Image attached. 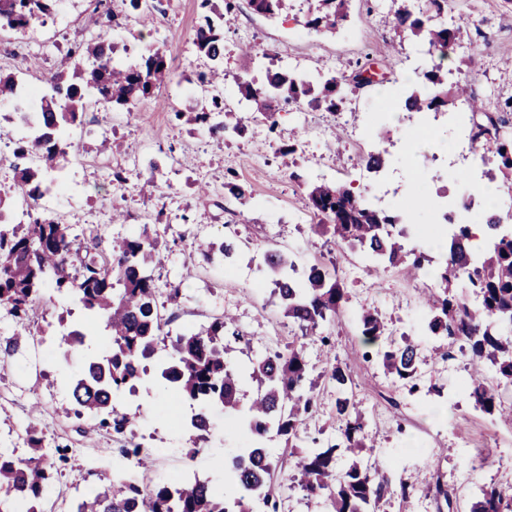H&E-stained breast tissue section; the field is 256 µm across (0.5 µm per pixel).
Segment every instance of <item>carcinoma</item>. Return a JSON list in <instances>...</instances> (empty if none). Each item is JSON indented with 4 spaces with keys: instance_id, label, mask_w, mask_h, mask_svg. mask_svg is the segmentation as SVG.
<instances>
[{
    "instance_id": "carcinoma-1",
    "label": "carcinoma",
    "mask_w": 512,
    "mask_h": 512,
    "mask_svg": "<svg viewBox=\"0 0 512 512\" xmlns=\"http://www.w3.org/2000/svg\"><path fill=\"white\" fill-rule=\"evenodd\" d=\"M195 32L194 44L206 59V71L200 81L218 88L224 84V27L233 20L234 7L225 3L224 12L210 7ZM288 0H249L254 11L268 17L278 16ZM308 9L305 24L327 32L336 30L347 15L348 0H316ZM51 0H0V31H25L50 15ZM448 12V0H426L415 10L401 6L393 25L394 38L424 42L428 53L445 58L454 49L465 18L450 26L440 21ZM114 47L105 37L82 42L67 54L46 79V92L36 120L37 130L16 142V156L37 158L35 164L17 168L12 190L0 193V212L13 208L16 194L30 200L29 222L0 224V309L26 328L30 311L42 300L49 287L59 295L70 296L87 311V318L104 326L109 344L89 358L73 375L70 393L73 414L100 418V424H112L123 433L133 418L120 414L112 404L114 396L141 379L140 362L150 360L158 351L162 386L182 399L198 404L201 410H220L224 419L246 430L251 444L230 463L232 491L225 494L210 481L185 480L174 485H141L122 474L112 476L110 486L79 498L74 512H278L281 500L279 480L283 479L310 499L324 503L328 512H375L376 505L393 491L388 469L380 464L354 460L345 467L336 466V449L331 444L306 448L296 453L291 471L281 477L266 446V435L274 431L292 450L307 416L314 412L313 383L302 347L290 346L275 351L242 367L227 357V337L239 338L233 317L224 314L202 330L187 329L165 344L164 315L159 313L158 291L152 265L158 257V234L147 230L112 239L107 255L80 249L70 225L42 213L38 208L41 191L48 188L62 171L60 159L73 148L68 130L92 101L112 108L131 109L171 83V65L167 53L153 49L137 59L118 62ZM367 72L361 68L353 76L343 72L282 73L267 70L266 85L238 83V91L248 102L255 117L273 120V103L283 101L337 110L350 78ZM423 86L405 98L409 112H440L467 97L468 118L473 140H482L486 148L480 155L487 175L512 188V98L497 102L493 109L478 103L462 82L448 85L446 74L436 66L423 74ZM18 78L0 74V99L16 101ZM215 111L224 112V120L210 131L219 136L243 131L241 120L223 111L221 98L211 97L195 120L206 121ZM305 206L320 217L313 225L319 236H329L351 248H359L375 261L403 269L418 276L428 258L408 247L404 230L396 229L398 217L367 206L361 195L330 182L309 187ZM486 233L488 243L473 252L468 224L454 225L448 256L436 273V287L425 291L427 312L416 336H401L378 351L386 373L418 389L421 362V338L440 341L436 350L445 356L456 342L468 347L473 369L469 381L476 406L481 412L512 424V405L501 400V391L512 389V336L504 329L512 326V227L503 228L495 218ZM218 251L227 260L238 253L236 240L205 244L204 253ZM274 293L284 317L301 332L312 336L336 322L345 301V292L336 270L321 262L308 265L297 274L295 260L286 252L269 249L265 253ZM459 281L479 298L476 305L459 299L454 288ZM361 336L367 344L377 343L386 325L378 312L363 309L358 315ZM491 364L496 381L488 380L484 367ZM328 378L338 393L336 418L342 422V445L353 453L369 447V434L356 410L353 379L340 364L331 366ZM254 384L250 403H243L246 383ZM33 453L15 458L0 451V512H18L17 503L26 502V512H40L39 500L52 477L51 456L43 451V439L29 430ZM470 512H512V490L482 489L473 499Z\"/></svg>"
}]
</instances>
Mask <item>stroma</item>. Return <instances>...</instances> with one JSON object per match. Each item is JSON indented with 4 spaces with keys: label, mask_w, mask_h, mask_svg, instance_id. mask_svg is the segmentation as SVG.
<instances>
[{
    "label": "stroma",
    "mask_w": 512,
    "mask_h": 512,
    "mask_svg": "<svg viewBox=\"0 0 512 512\" xmlns=\"http://www.w3.org/2000/svg\"><path fill=\"white\" fill-rule=\"evenodd\" d=\"M398 5L399 0H349L346 19L330 33L307 28L301 13L269 18L254 12L248 0H236L235 25L224 33V104L241 118L244 131L229 138L213 137L207 124L183 118L205 103L198 79L205 61L193 45L201 0H158L154 10L140 13L112 0L110 20L96 0H58L44 23L0 38V72L23 76L41 88L72 45L99 34H109L120 60L164 45L173 59L167 89L128 112L95 106L74 125L77 149L61 161L69 187L59 198L57 216L73 226L79 241L97 239L102 255L113 237L145 227L158 231L164 260L153 268L155 283L163 296L171 286L179 288L177 300L165 305L169 331L204 327L232 312L241 337L231 341L229 357L238 363L285 349L296 334L272 293L265 252L287 251L301 269L317 259L335 266L348 300L329 328L334 359H327L318 336L304 340L318 407L305 422L302 447L341 440L336 386L327 375L332 363H340L352 375L359 413L374 438L373 460L387 465L392 481L408 477L414 484L409 499L386 495L376 512H469L481 488L512 487V427L475 409L469 357L460 347L441 359L433 354L434 340L424 341L417 392L384 374L376 346L366 344L358 331L359 311L376 310L392 340L417 333L425 312L422 293L433 282L368 266L345 246L314 234L316 218L303 202L308 187L317 182L364 192L389 179L398 188L391 202L409 229L407 244L447 237L445 225L436 219L437 205L459 197L467 186L459 178L463 165L447 161L454 140L448 123L460 105L436 115L443 131L432 150L446 159L439 166L422 161L407 143L419 125L417 113H406L398 129L371 120V113L385 109L381 86L347 89L333 113L284 106L276 111L273 129L254 118L237 88L241 79L264 81L268 56L282 72H350L369 64L394 80L399 92L419 87L422 71L431 65L429 55L416 53L412 42L393 51L387 46ZM461 13L470 15L471 25L444 62L449 81H467L472 93L491 105L512 97V0H448L445 22ZM244 44L253 45L255 55H242ZM104 139L111 144L105 156L97 151ZM292 140L298 148L287 169L280 151ZM377 144L392 163L371 172L364 156ZM116 170L123 172L125 183H113ZM230 181L242 187L244 198L229 193ZM116 208L123 213L118 224L112 220ZM227 238L246 244L229 271L219 257L205 259L199 248L201 242ZM85 321L77 302L45 289L31 314V338L23 340L16 355L0 354V448L27 456L33 426L45 445L69 450L44 492L42 512H72L83 490L108 483L116 472L161 485L192 473L226 482L224 460L246 446V437L225 429L219 418L210 433L191 438L186 427L190 403L161 387L154 374L145 375L135 391L115 397L117 411L136 419L123 434L100 427L90 416L62 415L70 404L71 377L107 343L101 331L88 348L67 349L61 339L64 326ZM36 343L47 351L38 369L26 360ZM135 444L150 453L148 469L125 455V448ZM439 482L454 488L451 501L435 497Z\"/></svg>",
    "instance_id": "obj_1"
}]
</instances>
